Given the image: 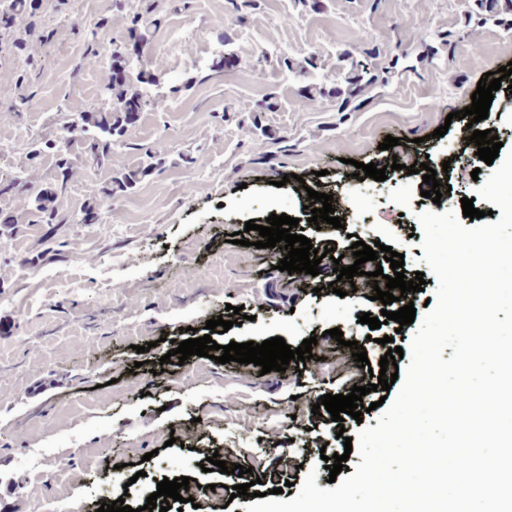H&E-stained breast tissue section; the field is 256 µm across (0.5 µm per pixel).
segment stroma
I'll list each match as a JSON object with an SVG mask.
<instances>
[{"mask_svg": "<svg viewBox=\"0 0 512 512\" xmlns=\"http://www.w3.org/2000/svg\"><path fill=\"white\" fill-rule=\"evenodd\" d=\"M124 0H43L37 13L49 39L30 36L26 53L46 72L43 80L17 86L15 68L0 65L1 89L18 105L16 117L0 120V180L26 175L32 186L54 184L56 157L37 151L49 120L58 125L97 105L107 80L103 57H87L73 37L76 24L103 23L107 38L127 39ZM469 0H383L370 13L366 0H325L315 14L297 0H256L243 14L225 0H192L177 7L163 0L160 29L139 45L147 69L181 84L164 94L157 109L142 112L133 139L156 148V168L126 192L102 197L115 170L144 164L139 151L114 148L111 165L75 168L61 197L64 210L79 211L98 201L103 224H43L28 195L0 196V209L17 219L15 231L0 237V512H50L52 496H62L65 512H97L101 494L126 497L138 507L166 478L187 476V503L170 512H245L251 498L208 494L211 484L233 486L238 474L203 472L207 457L251 468L265 490L281 489L282 500L296 497L290 476L316 470V483L328 488L321 447L338 448L324 417L312 414L320 393L341 391L360 372L339 364L336 350L324 348L318 376L270 372L206 357L182 361L172 356L189 328L227 306L242 307L241 325L216 335L220 345L257 343L279 336L291 347L340 328L358 338L391 336L409 348L416 325L396 330L381 325L357 328L354 316L370 301L304 290L268 302L270 267L263 250L229 243L247 221L264 224L270 214L297 218L298 233L343 243L360 225H371L383 241L404 242L405 267L422 272L423 291L410 296L417 316L435 298L437 280L427 273L418 216L424 211L461 212L462 198L489 211L476 199L479 180L490 165H476L460 146L468 136L452 112L471 106L485 73L512 61V32L503 26H465ZM453 31L455 56L439 53L417 72L404 74L377 90L354 112L336 101H308L300 83L274 64L288 54L300 61H325L320 76L334 84L344 64L341 54L357 42L388 57L395 48L415 50L422 39ZM238 64L213 79L199 81V70L220 50ZM272 108L261 109L263 99ZM270 133L298 138L299 147L270 162L257 158L251 115ZM447 126L440 138L433 132ZM411 138L413 151L431 168H447L449 192L440 203L423 197L420 175L393 169L386 136ZM192 163H184L183 155ZM388 167L385 181H371L372 195L356 196L353 162ZM331 190L341 230L316 229L304 220L299 184ZM61 254H53V246ZM352 318L337 323L336 308ZM150 352H143V345ZM169 356L152 373L150 356ZM299 413L304 429L288 424ZM293 444L294 467L285 469L274 449Z\"/></svg>", "mask_w": 512, "mask_h": 512, "instance_id": "obj_1", "label": "stroma"}]
</instances>
